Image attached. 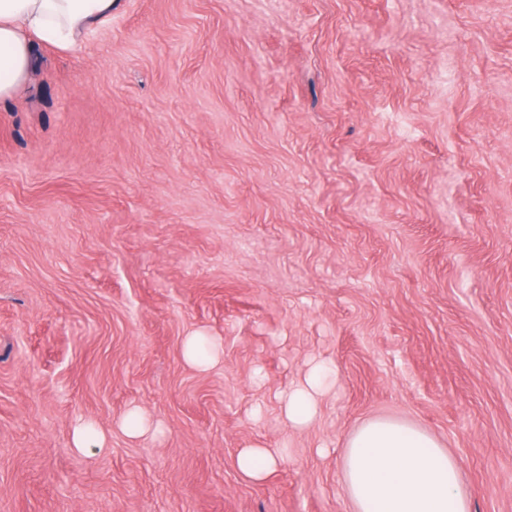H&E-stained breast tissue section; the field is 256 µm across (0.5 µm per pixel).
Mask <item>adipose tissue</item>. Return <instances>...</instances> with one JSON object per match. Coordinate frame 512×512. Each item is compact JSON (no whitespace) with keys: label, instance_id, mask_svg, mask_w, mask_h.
Listing matches in <instances>:
<instances>
[{"label":"adipose tissue","instance_id":"adipose-tissue-1","mask_svg":"<svg viewBox=\"0 0 512 512\" xmlns=\"http://www.w3.org/2000/svg\"><path fill=\"white\" fill-rule=\"evenodd\" d=\"M114 0H0V103L11 100L35 66L37 45L70 49L112 16ZM332 373L316 367L289 392L285 413L298 429L318 415ZM458 459L439 440L400 420L364 421L347 438L341 481L356 512H471Z\"/></svg>","mask_w":512,"mask_h":512}]
</instances>
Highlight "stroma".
I'll return each mask as SVG.
<instances>
[{"label":"stroma","instance_id":"1","mask_svg":"<svg viewBox=\"0 0 512 512\" xmlns=\"http://www.w3.org/2000/svg\"><path fill=\"white\" fill-rule=\"evenodd\" d=\"M36 56L0 106V512H352L375 417L512 512V0H117ZM206 345V352L200 354L198 349ZM222 354L221 343L218 338L211 336H190L184 344L185 360L201 371H206L220 361ZM332 369L326 365L316 367L306 383L288 393L285 413L288 421L298 429L308 427L318 415L319 396ZM121 429L131 438H140L150 432H157L158 426L144 415L138 408L127 412L120 423ZM106 442V435L98 431L91 422L80 423L74 428L72 444L78 451L91 448V446L104 448ZM278 455L260 444L244 448L237 457V466L243 476L261 481L277 465Z\"/></svg>","mask_w":512,"mask_h":512}]
</instances>
